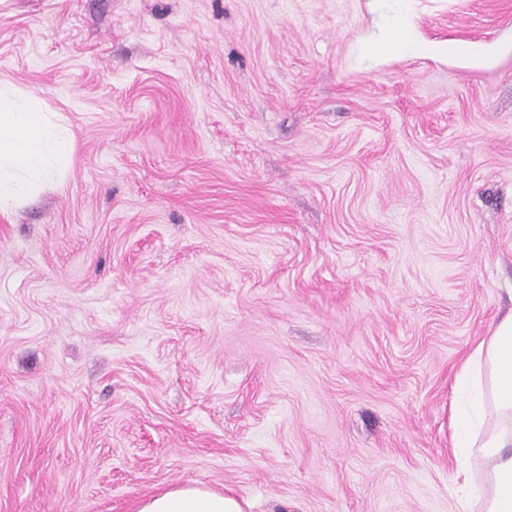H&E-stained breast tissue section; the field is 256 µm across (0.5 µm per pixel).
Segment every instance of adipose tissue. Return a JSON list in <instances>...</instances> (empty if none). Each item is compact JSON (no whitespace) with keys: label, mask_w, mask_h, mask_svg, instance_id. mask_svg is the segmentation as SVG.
I'll use <instances>...</instances> for the list:
<instances>
[{"label":"adipose tissue","mask_w":512,"mask_h":512,"mask_svg":"<svg viewBox=\"0 0 512 512\" xmlns=\"http://www.w3.org/2000/svg\"><path fill=\"white\" fill-rule=\"evenodd\" d=\"M72 133L39 99L0 83V212L40 195L70 159ZM465 404L454 415L456 446L491 463L483 512H512V314L466 356L456 375ZM138 512H245L230 493L186 484L143 500Z\"/></svg>","instance_id":"1"}]
</instances>
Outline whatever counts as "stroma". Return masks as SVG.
<instances>
[{
	"label": "stroma",
	"mask_w": 512,
	"mask_h": 512,
	"mask_svg": "<svg viewBox=\"0 0 512 512\" xmlns=\"http://www.w3.org/2000/svg\"><path fill=\"white\" fill-rule=\"evenodd\" d=\"M0 79L73 134L0 213V512L486 483L450 415L512 310V0H0Z\"/></svg>",
	"instance_id": "obj_1"
}]
</instances>
